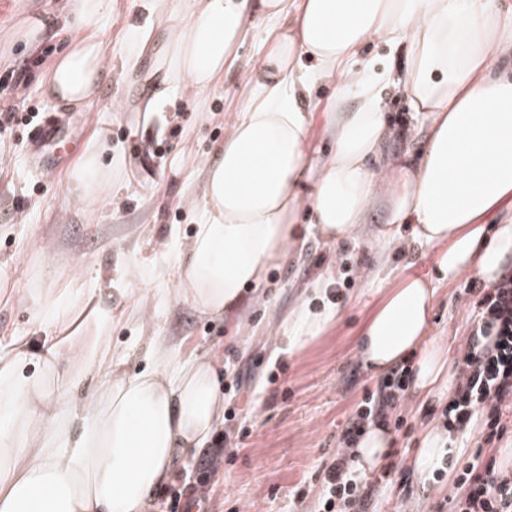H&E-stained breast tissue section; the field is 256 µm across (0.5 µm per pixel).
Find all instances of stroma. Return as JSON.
<instances>
[{"instance_id":"1","label":"stroma","mask_w":512,"mask_h":512,"mask_svg":"<svg viewBox=\"0 0 512 512\" xmlns=\"http://www.w3.org/2000/svg\"><path fill=\"white\" fill-rule=\"evenodd\" d=\"M67 0H11L0 16V77L27 65L24 87L0 97V109L25 100L30 112H53L57 106L43 93L59 44L58 38L38 36L36 44L16 36L18 21L27 15H56ZM175 0H112L101 24L112 72L93 102V116L71 110L74 151L64 166L40 176L29 166L25 146L31 127L18 124L12 141L0 144V342L22 337L39 342L47 333L40 320L38 297L55 288H91L112 306L110 343L124 368L140 373L150 368L145 351L152 339L178 343L183 356H206L221 365L219 382L227 386L224 406L234 417L216 430L201 448L185 453L173 477L154 494L150 512H186L196 494L194 482L201 463L218 438L232 434L233 462L212 477L213 512H310L320 489L319 472L336 453L349 415L365 390L375 389L381 375L370 372L355 350L367 318L383 297L368 286L381 259L365 242L329 243L310 237L289 258L271 269L266 281L244 291L234 318L200 315L179 302L173 290L180 258L194 232V210L202 197V179H187L197 157L224 142V127L238 106L234 92L248 80L246 62L264 51V25L243 43L242 67L224 75L221 85L188 97L174 72L167 32ZM143 34L141 52L129 59L131 31ZM163 99L162 112L151 101ZM384 119L390 131L381 161L403 155L419 156L426 146L425 130L416 121L402 86L385 91ZM97 151L112 172L114 198L78 204L82 190L77 172L90 151ZM181 156L182 169L172 165ZM151 176H141L142 167ZM346 252L356 277H347L338 260ZM141 268L139 297L154 304L150 321H140L120 292L129 268ZM346 281L339 322L302 351L291 353L274 342L276 329L286 327L299 306L312 301L310 284L317 277ZM468 275L443 285L431 320V333L448 339L449 364H456L467 332ZM30 295L29 303L11 301L12 293ZM449 391L425 399L409 388L396 415L403 424L388 429L390 461L411 468L427 427L437 425V413ZM250 436H238L239 426ZM466 457L452 454L451 474L422 485L416 479L394 478L384 495L373 497L367 512H397L408 503L414 512H452L454 477ZM184 505L174 506L175 495Z\"/></svg>"}]
</instances>
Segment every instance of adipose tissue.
Masks as SVG:
<instances>
[{"instance_id":"adipose-tissue-1","label":"adipose tissue","mask_w":512,"mask_h":512,"mask_svg":"<svg viewBox=\"0 0 512 512\" xmlns=\"http://www.w3.org/2000/svg\"><path fill=\"white\" fill-rule=\"evenodd\" d=\"M112 0H74L55 18L30 16L25 31H81L52 65L45 91L59 107L94 100L112 63L101 18ZM265 52L250 65L243 104L215 154L199 158L203 203L181 267L179 293L199 313L230 317L244 288L313 234L363 239L377 200L389 210L384 239L402 225L411 243L436 251L425 275L373 279L385 297L359 340L370 371L409 360L423 394L448 384V347L428 334L439 288L462 273L492 281L512 255V219L494 239L485 220L512 211V9L495 0H260ZM249 0H186L170 32L185 89L219 85L251 30ZM405 47L401 77L413 112L430 125L415 160L375 165L387 137L385 77L363 59L366 42ZM356 97L349 112L325 115L332 150L322 153L312 115L300 106L321 84ZM311 221L299 223L300 211ZM48 326L71 340L0 347V512H148L179 456L222 424L217 369L157 341L153 365L123 370L110 347L112 311L92 290L48 292ZM339 306L299 307L278 337L292 350L340 318ZM96 384L77 393L84 380Z\"/></svg>"}]
</instances>
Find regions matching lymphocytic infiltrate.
<instances>
[{
	"label": "lymphocytic infiltrate",
	"mask_w": 512,
	"mask_h": 512,
	"mask_svg": "<svg viewBox=\"0 0 512 512\" xmlns=\"http://www.w3.org/2000/svg\"><path fill=\"white\" fill-rule=\"evenodd\" d=\"M474 303L461 344L458 381L441 412L451 444L471 428L480 442L455 481V512H512V469L501 466L495 449L512 432V269L491 283L468 281ZM410 374L392 370L376 389L366 391L349 417L334 458L323 471L315 512H364L378 489L356 467L351 446L366 427L387 421L402 401Z\"/></svg>",
	"instance_id": "obj_1"
}]
</instances>
